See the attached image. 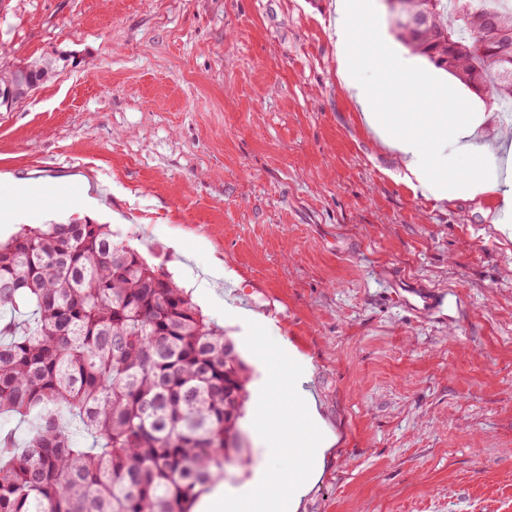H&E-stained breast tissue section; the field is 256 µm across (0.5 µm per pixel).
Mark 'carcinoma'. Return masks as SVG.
Instances as JSON below:
<instances>
[{
	"instance_id": "obj_1",
	"label": "carcinoma",
	"mask_w": 512,
	"mask_h": 512,
	"mask_svg": "<svg viewBox=\"0 0 512 512\" xmlns=\"http://www.w3.org/2000/svg\"><path fill=\"white\" fill-rule=\"evenodd\" d=\"M490 13L512 31V0H434L442 41L397 36L512 112V60L485 39ZM54 65L0 74V110ZM159 273L108 224L26 227L0 242V415L35 420L21 443L0 429V512H192L240 460L246 366L172 279L150 287Z\"/></svg>"
}]
</instances>
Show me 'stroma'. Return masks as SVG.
Masks as SVG:
<instances>
[{
	"label": "stroma",
	"instance_id": "1",
	"mask_svg": "<svg viewBox=\"0 0 512 512\" xmlns=\"http://www.w3.org/2000/svg\"><path fill=\"white\" fill-rule=\"evenodd\" d=\"M337 0H9L0 70L55 57L54 76L0 112V236L71 219L110 225L192 290L250 372L242 493L270 449L252 425L267 378L239 313L309 369L298 383L336 438L299 512H512V240L493 227L512 182V118L419 59L486 113L479 155L449 153L495 192L438 201L362 117L371 51L396 40L385 0L354 15L340 75ZM448 296L416 312L403 286Z\"/></svg>",
	"mask_w": 512,
	"mask_h": 512
}]
</instances>
